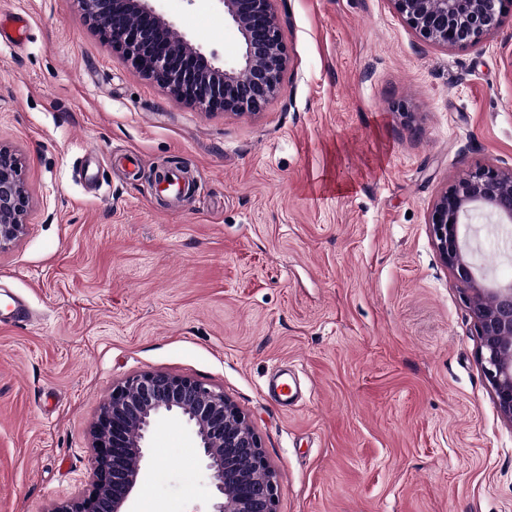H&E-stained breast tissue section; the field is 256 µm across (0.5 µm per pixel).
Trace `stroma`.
Segmentation results:
<instances>
[{"instance_id": "1", "label": "stroma", "mask_w": 512, "mask_h": 512, "mask_svg": "<svg viewBox=\"0 0 512 512\" xmlns=\"http://www.w3.org/2000/svg\"><path fill=\"white\" fill-rule=\"evenodd\" d=\"M220 61L218 0H156ZM0 144L29 194L0 252V512L91 486L89 430L113 385L159 371L224 391L259 437L276 512H512L500 415L459 284L429 233L438 197L512 168V9L472 48L412 30L392 0H278L290 62L256 114L203 112L139 76L77 0H0ZM139 157L136 177L113 166ZM195 190L156 192L165 168ZM474 259L512 248L472 224ZM23 297L32 319L7 318ZM291 366L305 390L264 394ZM184 423L158 422L130 512H210Z\"/></svg>"}]
</instances>
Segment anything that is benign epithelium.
Segmentation results:
<instances>
[{"instance_id":"1","label":"benign epithelium","mask_w":512,"mask_h":512,"mask_svg":"<svg viewBox=\"0 0 512 512\" xmlns=\"http://www.w3.org/2000/svg\"><path fill=\"white\" fill-rule=\"evenodd\" d=\"M154 0H78L88 21L141 76L206 112L255 114L281 93L288 65L278 0H218L240 35L241 52L220 63L184 36ZM422 38L445 47H472L496 29L509 0H392ZM29 195L16 154L0 145V251L26 230ZM484 218L512 224V169L482 166L456 181L434 203L428 226L441 261L463 286L485 377L501 416L512 424V281L488 286L478 275L461 226ZM194 427L215 501L210 512H275L276 478L245 415L204 384L143 372L112 387L91 426L92 488L50 512H125L142 479L146 439L162 418Z\"/></svg>"}]
</instances>
